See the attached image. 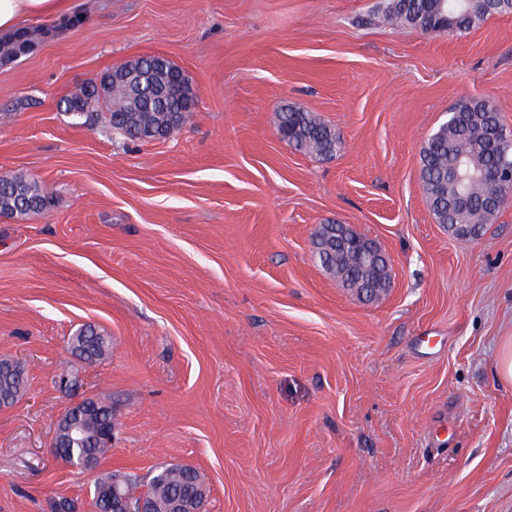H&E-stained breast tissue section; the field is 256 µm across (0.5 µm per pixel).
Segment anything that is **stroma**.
Instances as JSON below:
<instances>
[{
	"mask_svg": "<svg viewBox=\"0 0 512 512\" xmlns=\"http://www.w3.org/2000/svg\"><path fill=\"white\" fill-rule=\"evenodd\" d=\"M381 0H73L80 24L0 64V174L54 205L0 216V358L27 389L0 409V512H93L88 476L52 454L59 414L106 397L119 430L101 470L147 485L204 477V512H512V207L476 240L437 223L419 180L427 137L461 98L512 128V14L469 32L393 27ZM161 54L191 78L174 135L132 142L61 100ZM341 150L277 135L282 105ZM346 224L391 259L369 302L312 238ZM84 324L112 338L75 356ZM77 378L61 390L60 373ZM277 133L288 145L303 153L333 156L341 147L336 129L325 123L318 115L292 106L284 105L278 115ZM70 349L83 359L97 361L110 353L112 338L92 325L80 328L69 340ZM86 356L83 357V355ZM493 373L498 381L512 385V336L501 338Z\"/></svg>",
	"mask_w": 512,
	"mask_h": 512,
	"instance_id": "35a3bbf8",
	"label": "stroma"
}]
</instances>
